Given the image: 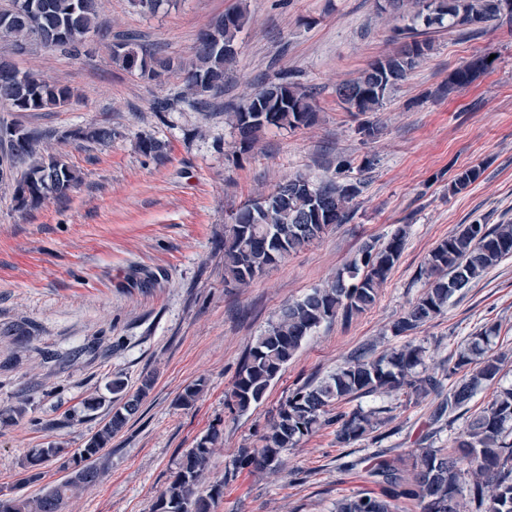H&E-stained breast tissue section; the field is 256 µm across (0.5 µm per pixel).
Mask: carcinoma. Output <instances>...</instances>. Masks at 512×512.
I'll return each instance as SVG.
<instances>
[{
  "label": "carcinoma",
  "mask_w": 512,
  "mask_h": 512,
  "mask_svg": "<svg viewBox=\"0 0 512 512\" xmlns=\"http://www.w3.org/2000/svg\"><path fill=\"white\" fill-rule=\"evenodd\" d=\"M411 6L410 23L397 28L400 46L372 62L356 78L344 81L336 90H346L349 112H376L391 91L407 78L432 50L420 38L422 29L462 28L477 33L483 24L506 20L502 0H384L383 13L403 15ZM199 32L192 55L156 57L144 48L123 40L109 45L112 63L141 79L156 80L169 72L181 75L179 100L198 110L207 98L224 91V77L237 59L239 35L247 22L246 7L236 5ZM104 20L98 0H10L0 9V103L15 112H39L68 107L79 102L77 92L49 82L30 71L20 70L13 56L22 54L35 41L45 48L72 56L81 53L88 38L100 32ZM483 54H475L448 76V91L465 88L488 68ZM241 143L250 147L266 128L296 129L312 125L316 112L311 95L294 82L270 83L242 99L228 113ZM74 140L108 145L112 129L93 125L65 134ZM0 141L8 142L10 164L27 165L14 188L17 209L25 211L50 198H65L80 182V172L49 151L48 135L19 125L0 127ZM139 151L158 161L166 158V144L152 137L138 143ZM351 164L341 160L336 177L313 182L295 176L243 207L224 229L225 281L242 288L265 270L292 253L322 238L329 226L348 220L353 200L360 192L358 182L343 178ZM481 174L477 165L459 170L450 190L460 193ZM406 231L397 230L381 246H366L358 258L345 265L336 280L324 288H312L301 299L283 307L275 322L250 346L237 371L232 390V406L243 413L259 405L296 352L322 323L339 316L349 319L368 309L377 289L388 279L404 248ZM512 257V223L463 224L455 235L441 241L430 253L421 275L428 288L420 299L393 326L395 335L413 331L440 315L448 300L503 259ZM491 326L472 335L460 351L448 377L462 374L448 388L433 412V420L453 422L460 417L479 387L497 377L498 358L487 354ZM424 350L404 345L390 354L372 359L362 352L350 358L327 378L293 389L279 403L258 448H240L232 460L235 471L277 470L282 454L296 447L321 425L336 426V441L349 446L364 439L382 424L380 411L361 408L330 413V408L352 398L390 393L403 388L426 395L441 387L431 376H420ZM153 385L146 376L132 392L119 376L108 384L112 393L109 419L89 437L84 446L62 463L74 473L45 487L40 493L0 497V512H64L66 503L78 492L94 486L100 471L95 464L100 451L140 410ZM220 431L211 429L183 455L170 482L152 507V512H211L222 485L199 493L204 472ZM62 449L50 442L27 460L22 486L42 479L37 466L60 456ZM413 462L403 458L380 459L368 469L373 482L384 485V493L371 492L336 502V512H396L397 501L415 502L421 512H466L462 498L465 475L475 479L469 495L476 512H512V386L498 391L488 406L469 420L456 438L453 452L430 445L412 453Z\"/></svg>",
  "instance_id": "1"
}]
</instances>
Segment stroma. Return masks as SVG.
<instances>
[{
  "mask_svg": "<svg viewBox=\"0 0 512 512\" xmlns=\"http://www.w3.org/2000/svg\"><path fill=\"white\" fill-rule=\"evenodd\" d=\"M234 2L171 0L144 14L129 0H105V20L112 33L185 56ZM247 3L221 102L288 77L310 87L317 110L312 126L268 128L251 149L223 113L177 102L179 74L153 82L113 65L106 37H91L76 57L35 43L16 56L20 68L75 88L83 103L43 112L0 107V126L50 133L53 153L83 180L68 197L26 211L13 199L22 168L0 182V491L32 495L64 477L52 461L42 465L41 483L18 484L35 449L54 442L74 453L105 424L107 407L91 412L84 404L106 396L116 376L133 391L144 374L154 384L139 413L102 449L100 481L66 512H151L183 453L214 427L222 442L201 489L223 485L215 512H334L337 499L370 489L365 468L375 456L452 447L466 420L432 422L439 396L377 393L357 404L381 409L378 433L344 447L335 426L324 425L284 453L278 470H233L237 450L258 445L290 390L333 373L364 348L378 357L421 346V375L441 380L469 335L493 325L488 352L501 357L502 369L469 402V414L512 385V257L453 295L441 315L401 336L392 330L427 288L420 268L429 253L458 225L512 222V24L488 23L475 38L430 30L433 51L381 111L363 117L344 109L336 86L393 49V22L376 0ZM479 52L493 55L488 71L445 93L449 74ZM366 120L376 124L375 136L359 133ZM90 124L112 128L111 146L66 138ZM142 135L167 143L164 161L140 153ZM341 160L354 163L360 183L350 220L248 287L225 285L224 226L235 213L285 176H335ZM472 165L482 166L481 177L463 193L449 192L454 174ZM401 227L402 254L371 308L321 324L260 405L230 411L239 364L280 308ZM198 381L197 401L180 406L184 389ZM22 401L27 409L19 416L13 409Z\"/></svg>",
  "mask_w": 512,
  "mask_h": 512,
  "instance_id": "stroma-1",
  "label": "stroma"
}]
</instances>
